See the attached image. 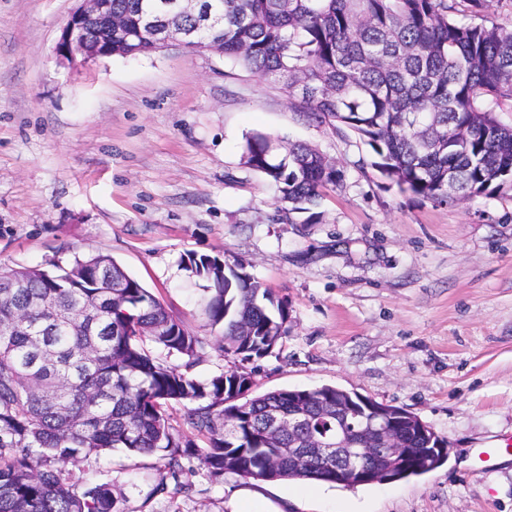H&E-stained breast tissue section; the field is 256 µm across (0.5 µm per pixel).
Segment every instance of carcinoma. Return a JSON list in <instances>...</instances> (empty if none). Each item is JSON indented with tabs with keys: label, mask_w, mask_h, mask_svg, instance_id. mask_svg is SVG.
Here are the masks:
<instances>
[{
	"label": "carcinoma",
	"mask_w": 512,
	"mask_h": 512,
	"mask_svg": "<svg viewBox=\"0 0 512 512\" xmlns=\"http://www.w3.org/2000/svg\"><path fill=\"white\" fill-rule=\"evenodd\" d=\"M160 0H112L125 25L90 35L99 51H158L139 27ZM494 0H210L214 24L168 19L265 80L281 85L306 121L345 128L369 147L370 166L422 201L453 206L512 194V29L482 23ZM243 164L273 184L288 213L316 224L320 200L344 167L306 143L284 146L254 132ZM188 277L205 282L206 325L227 370L193 374L204 341L109 254H76L65 266L0 270V512H123L112 484L79 482L66 466L120 449L161 453L155 491L179 482L194 458L210 477L336 483L317 458L297 459L312 434L336 436L345 413L388 414L409 449L380 448L364 466L375 482L429 472L448 441L403 409L335 386L252 394L244 363L288 335V306L234 260L187 255ZM247 391L231 401L232 392ZM206 440L176 431L169 409ZM303 411L290 438L267 431L271 411Z\"/></svg>",
	"instance_id": "obj_1"
}]
</instances>
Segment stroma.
<instances>
[{
  "instance_id": "stroma-1",
  "label": "stroma",
  "mask_w": 512,
  "mask_h": 512,
  "mask_svg": "<svg viewBox=\"0 0 512 512\" xmlns=\"http://www.w3.org/2000/svg\"><path fill=\"white\" fill-rule=\"evenodd\" d=\"M75 0H0V268L103 252L206 340L185 254L243 260L290 311L247 363L253 391L331 385L397 406L449 444L418 477L355 487L204 470L154 494L157 456L115 451L72 480L124 489V512H512V197L454 206L388 186L348 130L302 120L276 83L179 48L59 63ZM316 146L346 170L315 224L284 220L241 162L247 134Z\"/></svg>"
}]
</instances>
